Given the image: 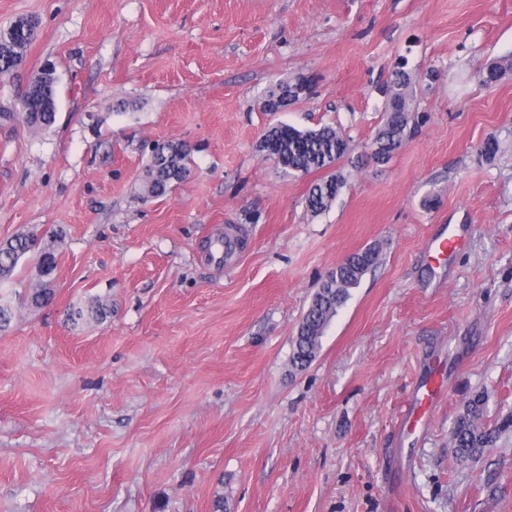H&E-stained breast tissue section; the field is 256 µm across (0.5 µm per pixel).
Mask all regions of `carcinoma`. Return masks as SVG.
Wrapping results in <instances>:
<instances>
[{
    "label": "carcinoma",
    "instance_id": "obj_1",
    "mask_svg": "<svg viewBox=\"0 0 512 512\" xmlns=\"http://www.w3.org/2000/svg\"><path fill=\"white\" fill-rule=\"evenodd\" d=\"M36 28L35 23L28 34L18 32L12 25L0 31V74L27 58V50L36 38ZM415 81L416 76L402 66L381 90L386 117L368 146L376 150L378 162L389 160L406 141L412 114L411 88ZM24 97L27 111L11 112L6 118L17 120L30 130H46L55 124V85L29 88ZM260 148L286 175L327 172L307 191L305 206L313 214L329 209L345 185L344 176L333 171V167L350 153L351 140L333 126L301 130L288 124L276 125L265 132ZM192 153L193 148L184 142L154 146L141 184L142 195L158 198L168 194L191 172ZM63 242V232L58 230L42 236L21 231L4 239L0 245V281L11 279L19 265L24 264L29 268L31 280V288L23 295L24 304L36 309L49 304L55 295L53 274ZM378 260L379 248L373 246L348 255L328 271L312 296L293 339L292 365L295 368L304 369L316 359L321 339L349 298L350 289L359 286ZM111 308V302L95 297L71 310L70 319L101 323ZM484 408L485 396L478 394L469 399L451 431L456 454L465 461L483 455L512 432V412L491 427L482 422Z\"/></svg>",
    "mask_w": 512,
    "mask_h": 512
}]
</instances>
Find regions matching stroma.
<instances>
[{
	"mask_svg": "<svg viewBox=\"0 0 512 512\" xmlns=\"http://www.w3.org/2000/svg\"><path fill=\"white\" fill-rule=\"evenodd\" d=\"M26 16V63L0 76V238L65 244L51 305L20 304L26 268L0 281V512H512V436L468 462L450 438L474 393L486 424L512 412V72L476 77L512 62V0H0V28ZM402 60L412 120L377 164L378 88ZM47 62L57 120L32 132L6 115ZM299 75L315 95L262 110ZM280 123L350 136L328 211L305 208L313 175L260 151ZM169 141L193 171L143 199ZM237 229L246 248L215 262ZM440 235L461 243L444 260ZM370 246L296 370L322 277ZM94 296L104 323L69 321ZM435 374L441 400L408 423Z\"/></svg>",
	"mask_w": 512,
	"mask_h": 512,
	"instance_id": "1",
	"label": "stroma"
}]
</instances>
